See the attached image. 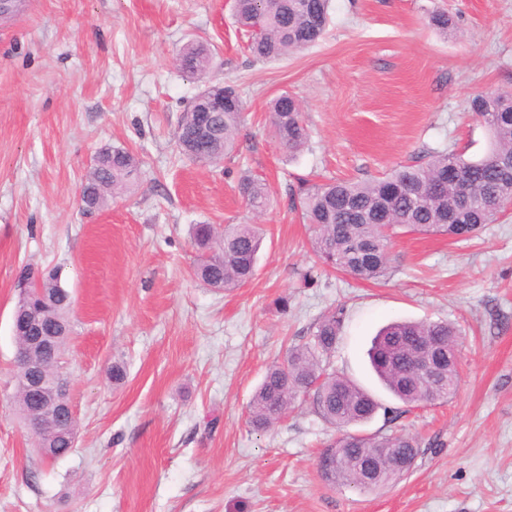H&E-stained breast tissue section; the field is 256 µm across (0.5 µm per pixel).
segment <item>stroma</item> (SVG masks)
<instances>
[{"label": "stroma", "instance_id": "stroma-1", "mask_svg": "<svg viewBox=\"0 0 512 512\" xmlns=\"http://www.w3.org/2000/svg\"><path fill=\"white\" fill-rule=\"evenodd\" d=\"M436 10L454 32L429 25ZM192 40L212 51L207 80L245 100L238 153L206 166L176 140L202 86L174 64ZM249 40L233 0H24L0 22V512H512V205L469 241L399 234L387 277L367 282L314 268L294 203L303 185L373 179L434 151L483 157L491 136L468 102L512 92V0H332L307 49L262 60ZM284 92L311 131L295 155L270 131ZM106 145L139 158L138 184L88 214L79 190ZM247 175L270 190L256 274L206 287L190 227L252 221ZM25 267L59 269L73 296L62 366L77 443L50 464L15 402ZM335 311L331 369L392 409L367 356L377 331L407 320L460 333L450 399L357 426L420 442L412 468L372 492L322 479L335 432L309 403L269 430L249 424L267 368Z\"/></svg>", "mask_w": 512, "mask_h": 512}]
</instances>
